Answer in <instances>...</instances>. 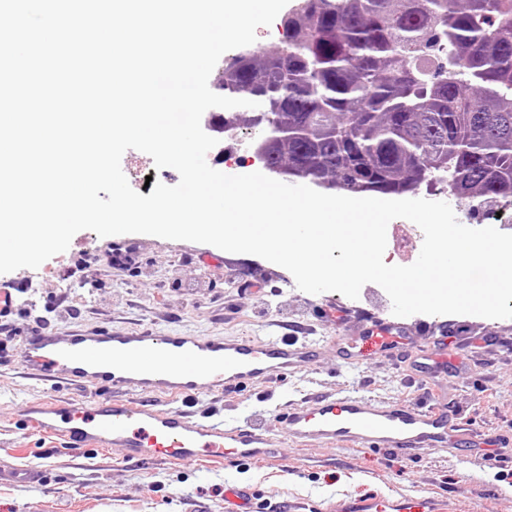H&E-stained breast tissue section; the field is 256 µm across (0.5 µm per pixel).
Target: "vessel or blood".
Instances as JSON below:
<instances>
[{
  "label": "vessel or blood",
  "instance_id": "obj_1",
  "mask_svg": "<svg viewBox=\"0 0 512 512\" xmlns=\"http://www.w3.org/2000/svg\"><path fill=\"white\" fill-rule=\"evenodd\" d=\"M399 333L397 323L373 318L365 345L386 350ZM313 357L309 344L284 336L257 340L153 329L36 332L25 337L16 360L48 395L28 402L20 421L24 430L57 436L68 448L114 447L129 460L165 459L184 466L268 460L278 450L261 428L227 425L170 401L203 391L231 392L275 369L288 374ZM88 379L107 389V396L89 404L57 398L61 383ZM274 425L305 445L332 446L340 440L403 452L427 443L455 448L459 431L447 410L436 406H393L351 396H321L308 408L284 407ZM335 512H447V505L434 496L377 495L343 500Z\"/></svg>",
  "mask_w": 512,
  "mask_h": 512
}]
</instances>
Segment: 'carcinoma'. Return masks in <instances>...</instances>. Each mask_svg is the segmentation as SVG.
I'll return each mask as SVG.
<instances>
[{
	"mask_svg": "<svg viewBox=\"0 0 512 512\" xmlns=\"http://www.w3.org/2000/svg\"><path fill=\"white\" fill-rule=\"evenodd\" d=\"M282 46L213 83L270 129L264 165L354 195L512 198V0H296Z\"/></svg>",
	"mask_w": 512,
	"mask_h": 512,
	"instance_id": "1",
	"label": "carcinoma"
}]
</instances>
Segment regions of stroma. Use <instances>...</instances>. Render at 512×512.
<instances>
[{"label": "stroma", "mask_w": 512, "mask_h": 512, "mask_svg": "<svg viewBox=\"0 0 512 512\" xmlns=\"http://www.w3.org/2000/svg\"><path fill=\"white\" fill-rule=\"evenodd\" d=\"M121 166L144 196L151 193L146 180L177 183L169 169H156L138 150L126 151ZM417 195L447 202L468 227L512 232V198L477 197L463 206L437 184L420 187ZM128 240L136 254L126 265L108 256L109 238L82 230L39 269L9 274L25 290L9 320L16 338L0 350V468L30 467L40 481L23 490L0 484V512H232L224 498L231 483L251 487L262 512H280L286 500L326 507L372 493L440 495L448 512H512V462L485 460L488 442L512 444V319L411 315L401 320L399 344L408 361L366 351L361 364L348 365L342 353L361 345L368 315L392 314L379 285L365 284L355 300L332 291L310 294L287 269L253 254L145 234ZM91 328L285 336L317 348L315 362L288 376L274 372L235 392L187 402L194 413L228 424L270 430L283 405L317 395H357L420 406L439 401L458 414L462 429L482 440L457 457L435 445L410 456L350 443L332 450L298 446L281 435L273 460L181 466L130 462L118 448L72 451L52 437L21 430L20 410L44 391L15 365L20 337L41 329L64 335Z\"/></svg>", "instance_id": "1"}]
</instances>
